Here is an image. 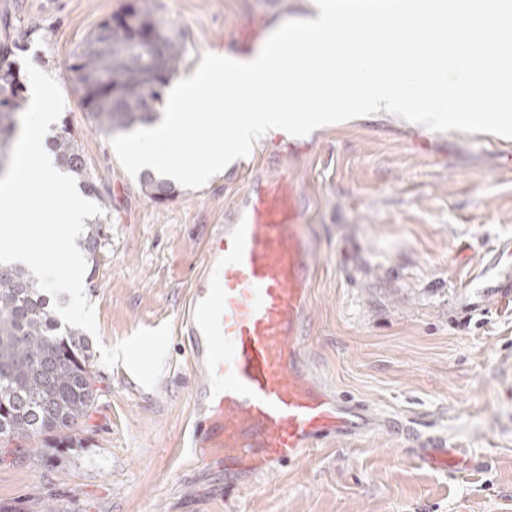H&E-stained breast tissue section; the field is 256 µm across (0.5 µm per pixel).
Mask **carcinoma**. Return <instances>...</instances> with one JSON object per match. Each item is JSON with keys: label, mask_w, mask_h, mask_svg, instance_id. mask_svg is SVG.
I'll return each mask as SVG.
<instances>
[{"label": "carcinoma", "mask_w": 512, "mask_h": 512, "mask_svg": "<svg viewBox=\"0 0 512 512\" xmlns=\"http://www.w3.org/2000/svg\"><path fill=\"white\" fill-rule=\"evenodd\" d=\"M16 41L0 42V173L18 134L24 83L12 60ZM185 53L175 29L140 8L125 18L100 23L74 53L69 71L80 94V105L96 130L127 132L157 119L156 105L178 72ZM61 165L78 180L83 193L101 192L88 176L79 137L63 124L50 141ZM143 193L164 200L175 193L172 184L151 173L142 177ZM109 225L98 219L87 224L78 241L91 261L108 245ZM98 375L83 333L59 321L37 278L26 270L0 264V438L32 444L50 435L56 445L80 443L78 428L90 416L98 394Z\"/></svg>", "instance_id": "obj_1"}]
</instances>
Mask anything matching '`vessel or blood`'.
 Instances as JSON below:
<instances>
[{
  "label": "vessel or blood",
  "mask_w": 512,
  "mask_h": 512,
  "mask_svg": "<svg viewBox=\"0 0 512 512\" xmlns=\"http://www.w3.org/2000/svg\"><path fill=\"white\" fill-rule=\"evenodd\" d=\"M305 200L286 180L251 174L204 251L179 333L199 380L193 391L198 463L221 462L227 487L372 424L367 408L315 384L301 354L314 244ZM478 295L512 299V239L497 243Z\"/></svg>",
  "instance_id": "obj_1"
}]
</instances>
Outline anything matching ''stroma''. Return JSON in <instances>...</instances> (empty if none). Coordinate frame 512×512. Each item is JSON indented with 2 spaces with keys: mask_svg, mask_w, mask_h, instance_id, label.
<instances>
[{
  "mask_svg": "<svg viewBox=\"0 0 512 512\" xmlns=\"http://www.w3.org/2000/svg\"><path fill=\"white\" fill-rule=\"evenodd\" d=\"M174 27L179 78L203 55L247 56L315 0H0L23 46L18 67L52 76L107 206L110 242L84 292L101 377L81 446L0 459V512H512V301L479 300L471 281L512 238V139L435 132L379 112L300 137L274 134L203 186L157 202L91 127L70 79L85 36L129 2ZM287 179L316 243L303 317L312 376L413 425L338 438L259 478L244 494L191 452L197 375L177 336L205 245L250 170ZM168 341L139 342L150 326ZM448 448L454 472L424 465Z\"/></svg>",
  "mask_w": 512,
  "mask_h": 512,
  "instance_id": "obj_1",
  "label": "stroma"
}]
</instances>
